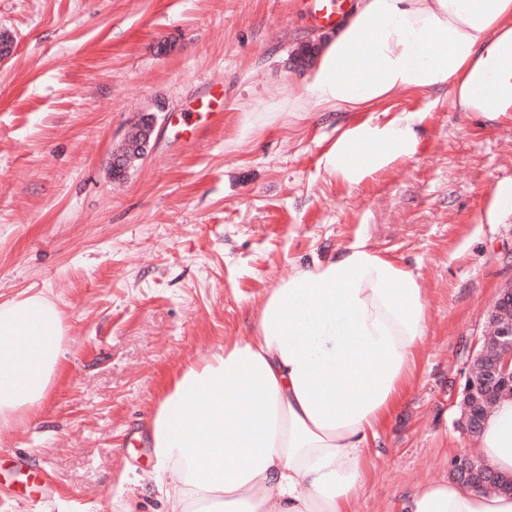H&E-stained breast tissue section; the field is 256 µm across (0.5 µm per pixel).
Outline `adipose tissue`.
Returning <instances> with one entry per match:
<instances>
[{"label": "adipose tissue", "instance_id": "obj_1", "mask_svg": "<svg viewBox=\"0 0 512 512\" xmlns=\"http://www.w3.org/2000/svg\"><path fill=\"white\" fill-rule=\"evenodd\" d=\"M302 91L254 110L360 112L401 92L447 89L456 112H512V0H356L299 50ZM413 116L343 130L325 170L352 185L416 152ZM359 162H351L352 152ZM56 308L40 294L0 305V429L27 424L60 369ZM427 335L411 269L358 241L296 269L264 300L251 336L186 368L151 421L169 512H354L364 444L398 403ZM471 456L512 475V398ZM404 512H512V496L427 484Z\"/></svg>", "mask_w": 512, "mask_h": 512}]
</instances>
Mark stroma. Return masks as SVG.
Instances as JSON below:
<instances>
[{
  "label": "stroma",
  "mask_w": 512,
  "mask_h": 512,
  "mask_svg": "<svg viewBox=\"0 0 512 512\" xmlns=\"http://www.w3.org/2000/svg\"><path fill=\"white\" fill-rule=\"evenodd\" d=\"M295 0H0V305L35 293L63 327L62 373L0 430V512H163L148 423L164 386L248 336L297 266L362 239L420 276L428 331L408 392L367 446L355 512H401L470 440L452 392L512 286V112L487 124L447 91L371 112L281 113L316 34ZM222 92L209 124L192 104ZM147 153L112 165L145 115ZM411 114L414 156L348 186L342 130ZM195 116L204 134L184 138Z\"/></svg>",
  "instance_id": "35a3bbf8"
}]
</instances>
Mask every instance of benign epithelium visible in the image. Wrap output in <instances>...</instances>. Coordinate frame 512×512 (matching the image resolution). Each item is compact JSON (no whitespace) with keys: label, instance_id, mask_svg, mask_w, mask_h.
<instances>
[{"label":"benign epithelium","instance_id":"obj_1","mask_svg":"<svg viewBox=\"0 0 512 512\" xmlns=\"http://www.w3.org/2000/svg\"><path fill=\"white\" fill-rule=\"evenodd\" d=\"M153 118H145L138 132L128 140L122 158L113 163V174L119 178L128 166L144 155ZM492 333L482 337L475 345L464 372V383L454 395V403L462 409L461 425L468 436L477 437L475 421L468 419V411L475 404L486 410L502 398L500 388L512 387V287L499 292L490 315ZM488 465L471 457H455L450 462V473L457 475L466 485L476 489L490 487Z\"/></svg>","mask_w":512,"mask_h":512}]
</instances>
